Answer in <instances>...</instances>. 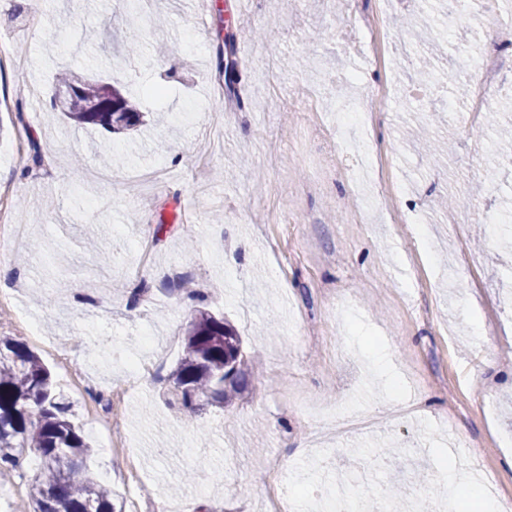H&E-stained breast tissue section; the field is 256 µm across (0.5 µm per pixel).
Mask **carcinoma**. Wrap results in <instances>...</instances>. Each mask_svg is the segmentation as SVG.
I'll use <instances>...</instances> for the list:
<instances>
[{
	"mask_svg": "<svg viewBox=\"0 0 512 512\" xmlns=\"http://www.w3.org/2000/svg\"><path fill=\"white\" fill-rule=\"evenodd\" d=\"M234 51V39L230 38L217 52L219 71L236 67L230 59ZM57 79L74 87L63 110L74 124L114 132L144 124L137 99L125 90L121 91L122 111H89L105 95L103 78L64 70ZM496 144L502 160H512L511 127L498 132ZM250 363L235 329L224 319L199 310L186 325L183 356L171 374L168 403L188 412L209 403L222 406L251 376ZM28 451L41 460L29 487L33 512H115L112 492L81 467L91 448L71 419L70 405L56 390L51 371L28 346L1 336L0 475L16 468Z\"/></svg>",
	"mask_w": 512,
	"mask_h": 512,
	"instance_id": "obj_1",
	"label": "carcinoma"
}]
</instances>
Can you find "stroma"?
Instances as JSON below:
<instances>
[{
    "label": "stroma",
    "mask_w": 512,
    "mask_h": 512,
    "mask_svg": "<svg viewBox=\"0 0 512 512\" xmlns=\"http://www.w3.org/2000/svg\"><path fill=\"white\" fill-rule=\"evenodd\" d=\"M151 10L167 22L145 36L129 0H0V43L26 61L0 85L11 99L0 110V221L26 226L8 246L30 257L0 273V336L50 368L91 445V477L118 512H266L283 485L329 512L326 483L340 473L351 501L414 485L431 512H448L444 473L469 483L459 459L472 455L512 496V165L485 178L508 98L494 96L481 124H439L444 162L407 139L463 103L448 67L489 37L423 0L427 40L380 71L362 35L336 30L361 11L399 44L396 0H245L240 13L226 0H153ZM229 31L249 51L227 86L216 52ZM435 41L438 81L412 97ZM107 59L109 82L155 115L125 134L76 126L51 105L60 69ZM382 80L394 95L362 140L394 192L354 158L325 162L346 149L337 124ZM302 84L323 87L322 111L289 107ZM36 240L68 263L31 256ZM184 279L204 300L180 291ZM202 307L225 317L261 368L225 406L186 416L162 393ZM62 336L66 359L49 347ZM331 407L337 431L313 415ZM35 475L24 458L0 480V512H33Z\"/></svg>",
    "instance_id": "35a3bbf8"
}]
</instances>
